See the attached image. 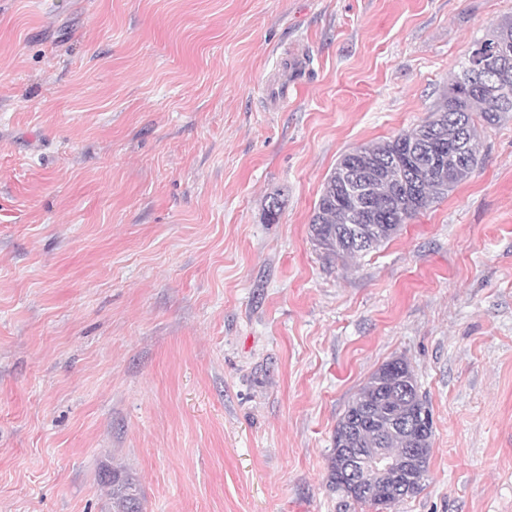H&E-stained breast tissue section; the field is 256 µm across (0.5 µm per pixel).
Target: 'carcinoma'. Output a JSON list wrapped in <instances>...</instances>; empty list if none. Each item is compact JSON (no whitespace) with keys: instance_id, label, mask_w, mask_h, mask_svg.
I'll return each instance as SVG.
<instances>
[{"instance_id":"cac0c4a2","label":"carcinoma","mask_w":512,"mask_h":512,"mask_svg":"<svg viewBox=\"0 0 512 512\" xmlns=\"http://www.w3.org/2000/svg\"><path fill=\"white\" fill-rule=\"evenodd\" d=\"M494 45L512 55V18L499 22L472 42L460 72L448 84V92L435 109L433 120L386 141L356 148L379 161L378 176L370 182L369 195L388 204L394 213L392 223L361 225L363 234L372 242L369 248L355 241L356 223L351 220L349 205L344 203L349 194L337 185L335 174H330L310 220L311 240L326 256L347 259L369 253L392 239L407 220L471 177L480 163L474 114L480 113L491 123L501 113L512 112V94L503 97L469 89L470 82L481 74L480 52ZM427 127L442 132L447 150L446 179L438 173L437 165L404 163L410 141ZM422 407L428 404L419 394L409 362L400 357L381 365L338 421L334 447L355 448L366 456L383 448L396 459L398 467L382 475L366 474L367 492L352 490L334 471L330 475L331 483L358 503L387 508L405 499L407 487L418 493L427 477L433 434L413 423L415 413ZM413 448L421 449L423 455L418 465L412 463ZM112 508L114 512H142L139 487L117 470L112 471Z\"/></svg>"}]
</instances>
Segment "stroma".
I'll use <instances>...</instances> for the list:
<instances>
[{"mask_svg": "<svg viewBox=\"0 0 512 512\" xmlns=\"http://www.w3.org/2000/svg\"><path fill=\"white\" fill-rule=\"evenodd\" d=\"M512 0H0V512H375L336 423L406 357L428 478L512 512V112L354 260L309 225L345 153L432 120ZM282 209L270 218L268 205ZM112 508L114 512H142L139 487L118 470L112 471Z\"/></svg>", "mask_w": 512, "mask_h": 512, "instance_id": "obj_1", "label": "stroma"}]
</instances>
